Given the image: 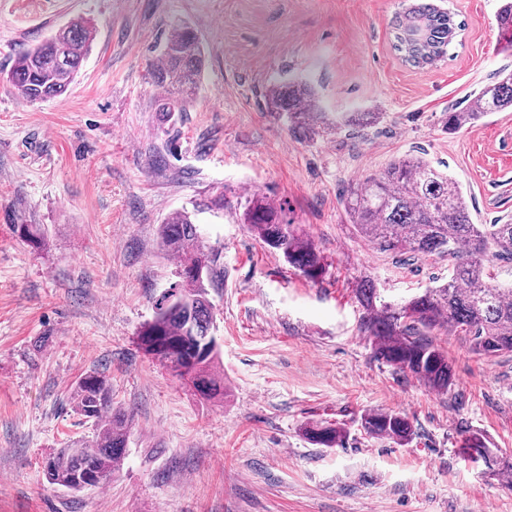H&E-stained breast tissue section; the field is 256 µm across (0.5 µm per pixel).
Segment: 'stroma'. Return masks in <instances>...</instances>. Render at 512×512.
Segmentation results:
<instances>
[{
  "instance_id": "1",
  "label": "stroma",
  "mask_w": 512,
  "mask_h": 512,
  "mask_svg": "<svg viewBox=\"0 0 512 512\" xmlns=\"http://www.w3.org/2000/svg\"><path fill=\"white\" fill-rule=\"evenodd\" d=\"M499 5L450 0L466 27L448 60L418 69L392 48L401 0H0V71L74 19L92 29L65 96L32 102L0 79V512H512V480L459 453L473 431L512 452V356L436 336L453 370L445 391L377 359L360 280L399 300L447 277L448 262L375 249L343 206L353 184L420 155L461 184L474 223L512 222V112L445 128L449 109L512 70ZM177 22L201 39L205 67L185 111L158 112L150 65ZM292 76L326 111L384 118L295 132L261 98ZM255 196L314 242L320 283L249 231ZM180 210L220 254L209 291L220 399L138 345L180 282L160 238ZM16 224L41 225L43 247ZM93 371L131 424L112 479L70 491L49 484L43 461L93 437L74 399ZM375 410L407 418L409 443L366 434ZM325 421L345 431L342 446L305 439Z\"/></svg>"
}]
</instances>
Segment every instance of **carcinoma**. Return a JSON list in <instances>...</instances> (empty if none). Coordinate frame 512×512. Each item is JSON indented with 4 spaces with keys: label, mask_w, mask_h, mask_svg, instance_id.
<instances>
[{
    "label": "carcinoma",
    "mask_w": 512,
    "mask_h": 512,
    "mask_svg": "<svg viewBox=\"0 0 512 512\" xmlns=\"http://www.w3.org/2000/svg\"><path fill=\"white\" fill-rule=\"evenodd\" d=\"M496 22L504 36L503 50L511 53L512 0H503ZM460 30L451 12L431 0H410L395 15L393 48L405 64L425 68L447 57ZM90 41L85 22L72 21L37 45L19 50L8 70L9 82L32 101L64 96ZM203 67L204 48L197 34L183 23L173 25L152 66L153 78L164 91L156 111H185ZM265 98L271 111L287 115L288 125L305 134L361 130L383 118L381 112L324 111L315 87L303 77L271 82ZM495 112H512V72L506 69L478 91L469 110L448 111L445 126L454 134ZM344 206L359 236L378 250L448 258L446 282L401 302L382 298L371 283L357 289L364 311L361 325L373 339L377 358L435 390H446L452 384L448 356L430 336L448 332L464 337L479 356H512V281H499L491 271L493 260L512 263V222L474 223L459 183L419 155L395 160L379 176L350 187ZM246 223L303 277L313 283L322 280L325 266L319 252L283 223L274 205L252 201ZM13 230L35 248L43 242L38 224H15ZM161 243L167 252L186 256L180 269L182 288L161 298L154 319L139 333V346L200 395L217 398L224 395V373L212 334L208 287L218 282V253L204 246L186 211L171 214L161 225ZM75 396L76 410L93 421L96 438L78 448L61 449L48 458L45 471L50 484L80 490L86 477L99 485L119 468L130 419L112 410V389L103 374L83 375ZM361 426L372 436L400 443L413 435L411 423L391 411L367 413ZM305 434L312 444L325 448L339 445L343 438L340 428L322 423L306 427ZM460 448L467 460L512 477V459L488 447L482 434L469 433Z\"/></svg>",
    "instance_id": "obj_1"
}]
</instances>
